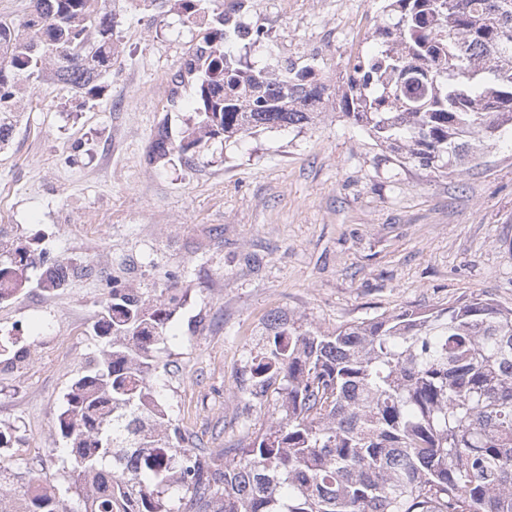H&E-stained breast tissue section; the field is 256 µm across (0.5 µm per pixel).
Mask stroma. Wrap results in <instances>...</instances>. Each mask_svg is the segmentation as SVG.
I'll return each mask as SVG.
<instances>
[{
  "label": "stroma",
  "instance_id": "1",
  "mask_svg": "<svg viewBox=\"0 0 512 512\" xmlns=\"http://www.w3.org/2000/svg\"><path fill=\"white\" fill-rule=\"evenodd\" d=\"M261 42L232 40L257 67L314 65L333 96L312 124L199 147L193 162L149 160L159 127L179 140L196 85L172 77L198 27L168 0H109L121 53L107 91L77 107L33 83L0 146V228L76 259L55 292L0 305V340L30 354L0 374V428L19 440L0 466L61 485L55 416L98 341L112 280L175 287L184 301L164 401L204 448H233L267 426L240 383L270 315L325 332L479 295L512 307V134L448 173L402 159L339 108L349 56L376 44L380 0H247Z\"/></svg>",
  "mask_w": 512,
  "mask_h": 512
}]
</instances>
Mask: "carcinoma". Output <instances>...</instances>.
Listing matches in <instances>:
<instances>
[{
  "instance_id": "carcinoma-1",
  "label": "carcinoma",
  "mask_w": 512,
  "mask_h": 512,
  "mask_svg": "<svg viewBox=\"0 0 512 512\" xmlns=\"http://www.w3.org/2000/svg\"><path fill=\"white\" fill-rule=\"evenodd\" d=\"M107 0H32L0 16V144L23 86L50 77L100 98L119 56ZM200 39L172 82L196 81L179 142L160 162L217 138L314 121L329 86L311 68H252L224 51L260 31L201 0H171ZM375 50L349 61L341 108L404 158L441 172L512 131V0H388ZM50 292L74 273L37 237L0 245V304ZM181 297L112 280L92 329L102 347L69 385L55 427L68 485L0 468V512H512V307L474 296L321 332L274 315L246 400L271 421L237 448H202L168 413L152 377L165 365Z\"/></svg>"
}]
</instances>
